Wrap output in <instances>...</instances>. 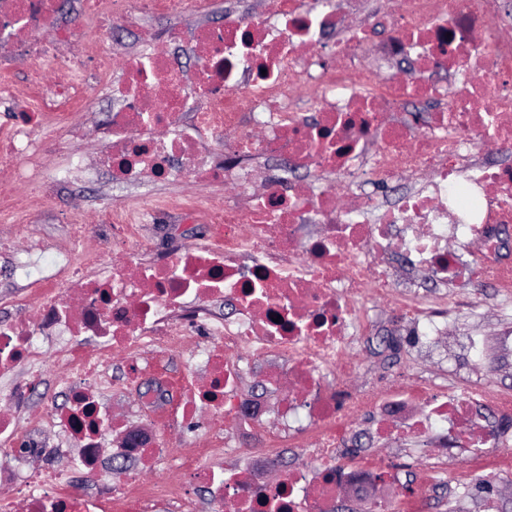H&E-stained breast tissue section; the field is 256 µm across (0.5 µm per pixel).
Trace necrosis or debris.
<instances>
[{
	"mask_svg": "<svg viewBox=\"0 0 512 512\" xmlns=\"http://www.w3.org/2000/svg\"><path fill=\"white\" fill-rule=\"evenodd\" d=\"M61 0H0V42L31 66L28 96L13 88L0 60V212H40L65 182L107 172L117 189L136 191L133 207L97 202L112 240L100 259L107 277L89 272L77 247L29 246L16 261L17 307L0 321V512H330L342 485H398L386 458L339 466L337 445L352 417L373 408L376 438H438L465 448L482 409L512 414V394L475 384L408 386L376 394L342 379L357 369L355 349L369 327L364 301L396 295L401 314L443 335L463 290L491 283L500 307L512 305V264L502 261L501 226L512 224V9L505 0H264L260 17L225 12L218 24L185 30L186 10L210 0H72L90 36L62 22ZM149 17L171 24L164 37ZM134 33L120 75L112 73L116 31ZM182 46L183 67L158 41ZM70 42L87 54L78 66L54 55ZM404 63L400 76L388 64ZM181 86L161 97L159 88ZM308 90L297 102V88ZM113 108L98 126L95 169L73 159L83 137L80 112L97 100ZM68 157L45 172L47 144ZM282 160L288 170L260 193L257 169ZM191 179L205 194L148 195L145 187ZM26 180L27 196L15 194ZM220 189L223 203L207 192ZM165 211L204 224V241L157 257L144 225ZM457 249H449V239ZM81 307L72 310L70 298ZM186 353L208 382L178 380L175 409L143 404L153 416L190 425L201 411L250 433L264 410L238 387L242 358L272 362L263 378L278 390L281 430L253 459L227 469L229 446L211 434L201 461L175 460L143 428L110 420L100 394L114 384L122 355L125 383H138L148 356ZM63 373L67 402L31 405L46 366ZM24 380H17L18 372ZM60 428L66 466L19 472L29 433ZM120 437L116 457L134 460L120 479L102 467V435ZM304 449L310 467L276 482L261 467L283 443ZM179 464L181 482L156 479L159 464Z\"/></svg>",
	"mask_w": 512,
	"mask_h": 512,
	"instance_id": "4bbe7bcc",
	"label": "necrosis or debris"
}]
</instances>
